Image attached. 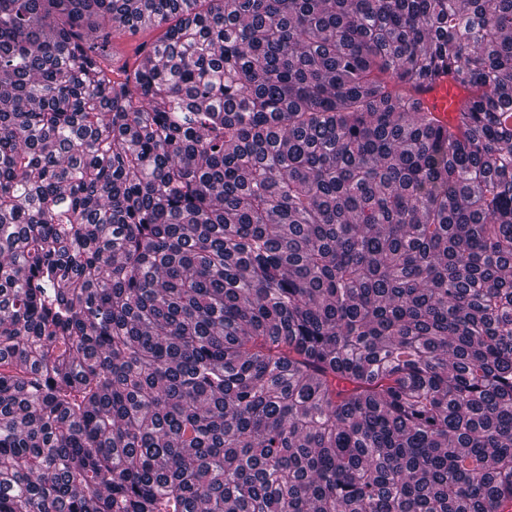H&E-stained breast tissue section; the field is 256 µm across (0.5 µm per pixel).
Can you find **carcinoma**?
Segmentation results:
<instances>
[{
	"mask_svg": "<svg viewBox=\"0 0 512 512\" xmlns=\"http://www.w3.org/2000/svg\"><path fill=\"white\" fill-rule=\"evenodd\" d=\"M0 512H512V0H0ZM116 32L112 35L111 53L116 65H122L125 61L133 64L137 56L136 48L143 42H152L156 40L163 32V27H148L131 33L122 27H116ZM463 94V90L456 85L443 82L427 88L420 97L437 117L448 123L456 116Z\"/></svg>",
	"mask_w": 512,
	"mask_h": 512,
	"instance_id": "obj_1",
	"label": "carcinoma"
}]
</instances>
